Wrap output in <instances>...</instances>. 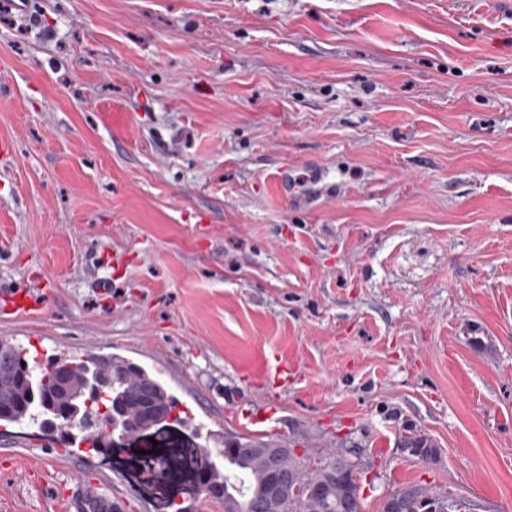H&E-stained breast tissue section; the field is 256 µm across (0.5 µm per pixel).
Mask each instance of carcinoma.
<instances>
[{
    "label": "carcinoma",
    "mask_w": 512,
    "mask_h": 512,
    "mask_svg": "<svg viewBox=\"0 0 512 512\" xmlns=\"http://www.w3.org/2000/svg\"><path fill=\"white\" fill-rule=\"evenodd\" d=\"M177 402L166 386L139 364L88 353L31 363L29 351L12 345L0 349V422H27L64 437L75 428L87 434L92 449L106 437L99 423L112 413L127 442L143 440L172 425L187 427L190 417L176 411ZM298 441L259 442L241 435L224 437V468L211 456L195 476L210 493V500L224 503V512H364L358 453L341 445L306 461L297 453ZM425 448L421 459L437 453L424 435H413L404 447ZM288 473L308 494L288 493L270 501L274 467ZM396 512H473L476 504L421 485H407L386 496ZM77 512H112L105 501L85 496Z\"/></svg>",
    "instance_id": "cac0c4a2"
}]
</instances>
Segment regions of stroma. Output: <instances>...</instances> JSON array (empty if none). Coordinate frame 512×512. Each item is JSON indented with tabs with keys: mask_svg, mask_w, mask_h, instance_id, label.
<instances>
[{
	"mask_svg": "<svg viewBox=\"0 0 512 512\" xmlns=\"http://www.w3.org/2000/svg\"><path fill=\"white\" fill-rule=\"evenodd\" d=\"M0 73V291L51 288L0 339L131 357L215 431L277 352L280 439L359 446L366 512H512V0H0ZM284 166L336 189L291 207ZM78 473L154 512L0 426V512ZM388 502L396 508L395 512H471L477 506L466 497L447 495L418 484L389 493L381 504L380 512H387Z\"/></svg>",
	"mask_w": 512,
	"mask_h": 512,
	"instance_id": "stroma-1",
	"label": "stroma"
}]
</instances>
